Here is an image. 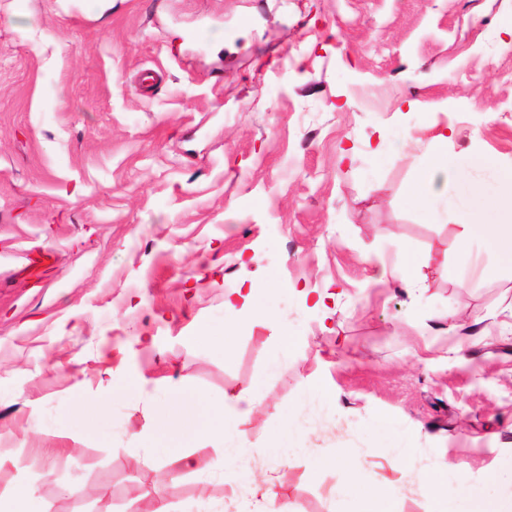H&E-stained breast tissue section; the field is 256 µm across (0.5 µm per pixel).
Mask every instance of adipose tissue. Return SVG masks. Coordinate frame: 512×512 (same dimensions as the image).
Returning a JSON list of instances; mask_svg holds the SVG:
<instances>
[{"label": "adipose tissue", "mask_w": 512, "mask_h": 512, "mask_svg": "<svg viewBox=\"0 0 512 512\" xmlns=\"http://www.w3.org/2000/svg\"><path fill=\"white\" fill-rule=\"evenodd\" d=\"M429 148L423 162L416 168L414 178L407 189L408 200L425 215H435L439 203L448 199V184L455 181L467 165V159L448 154V143L455 130L448 124L432 120ZM483 166L497 173L498 187L485 194L480 201L483 211L500 216L497 224H469L457 241V249L470 255L474 239H482L486 247L494 252L498 264L512 268V166L503 167L491 158L483 159ZM378 265L379 281L397 280L417 289L429 280L433 267L432 257L409 249L399 250L395 262L374 257ZM256 286L237 288L225 294L224 307L246 313L249 328H276L285 348L284 353L270 361L271 370H278L288 361L286 351L297 341L286 321L262 305ZM313 397L304 402L299 411L284 416L280 422L272 448H284L286 443L304 433V417H313L322 412L332 401L321 382H313ZM260 406L257 393L245 388L225 396L220 408L204 412L200 397L186 394L176 401L175 417L163 424L156 432L157 446L143 449L138 457L143 461L177 471L200 472V461L196 450L210 440L219 438L224 442L225 456H235L242 443L238 422L255 413ZM502 494L493 501L481 502L448 492L447 482L431 477L421 484V497L426 504L425 512H512V475L503 479Z\"/></svg>", "instance_id": "1"}]
</instances>
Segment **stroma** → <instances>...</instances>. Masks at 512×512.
<instances>
[{
  "instance_id": "1",
  "label": "stroma",
  "mask_w": 512,
  "mask_h": 512,
  "mask_svg": "<svg viewBox=\"0 0 512 512\" xmlns=\"http://www.w3.org/2000/svg\"><path fill=\"white\" fill-rule=\"evenodd\" d=\"M511 20L512 0H0V442L28 462L0 470V512L22 483L32 512H94L70 487L144 512L159 484L173 512H241L271 469L273 512H356L362 488L332 496L342 471L312 466L334 452L397 485L394 512H423L429 459L484 496L512 468V270L444 269L467 267L455 242L496 181L474 165L447 217H423L405 188L428 134L401 104L455 126L449 153L512 163ZM403 246L433 255L425 289L366 261ZM268 281L298 338L274 374L275 331L224 309ZM313 379L336 403L283 457L269 444ZM188 382L208 406L251 388L261 407L240 459L212 444L206 475L174 480L129 451ZM391 437L389 446L396 451L400 469L406 472L413 468L415 462V448H412L411 441L404 434L398 432L393 426H389Z\"/></svg>"
}]
</instances>
